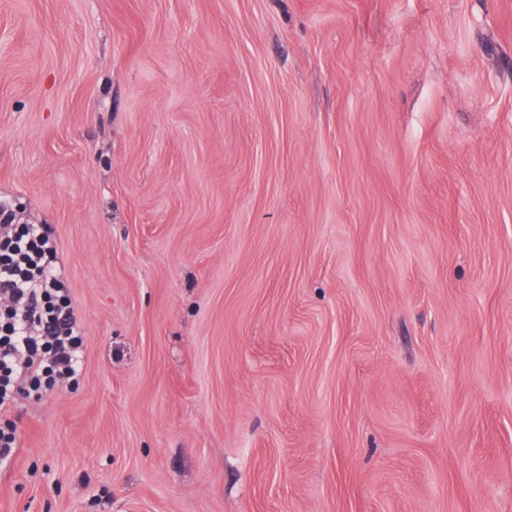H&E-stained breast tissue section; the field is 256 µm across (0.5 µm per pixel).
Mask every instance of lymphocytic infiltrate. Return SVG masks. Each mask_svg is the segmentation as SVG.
Returning a JSON list of instances; mask_svg holds the SVG:
<instances>
[{"mask_svg": "<svg viewBox=\"0 0 512 512\" xmlns=\"http://www.w3.org/2000/svg\"><path fill=\"white\" fill-rule=\"evenodd\" d=\"M41 224L0 225V415L76 379L85 338Z\"/></svg>", "mask_w": 512, "mask_h": 512, "instance_id": "obj_1", "label": "lymphocytic infiltrate"}]
</instances>
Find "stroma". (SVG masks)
<instances>
[{"label":"stroma","instance_id":"1","mask_svg":"<svg viewBox=\"0 0 512 512\" xmlns=\"http://www.w3.org/2000/svg\"><path fill=\"white\" fill-rule=\"evenodd\" d=\"M0 206L86 336L0 512H512V0H0Z\"/></svg>","mask_w":512,"mask_h":512}]
</instances>
